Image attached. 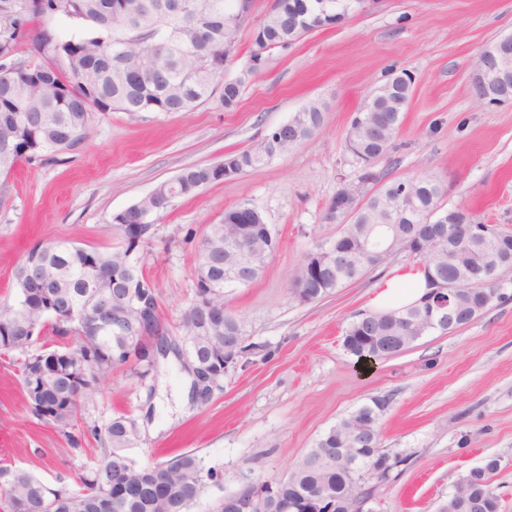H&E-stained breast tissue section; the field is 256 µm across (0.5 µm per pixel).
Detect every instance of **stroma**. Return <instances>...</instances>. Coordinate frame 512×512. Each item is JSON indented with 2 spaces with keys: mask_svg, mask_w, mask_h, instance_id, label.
<instances>
[{
  "mask_svg": "<svg viewBox=\"0 0 512 512\" xmlns=\"http://www.w3.org/2000/svg\"><path fill=\"white\" fill-rule=\"evenodd\" d=\"M274 0H250L239 13L236 78L248 60L257 22ZM512 33V0H366L360 12L274 50L246 81L239 102L212 97L189 112H98L77 147L22 161L0 175V298L35 244L70 240L91 249L119 247L116 214L188 166L213 164L258 144L310 101L328 107L309 139L263 167L176 199L140 248L161 292V312L176 328L195 298L197 248L207 225L244 204L259 211L277 246L257 279L224 291V305L252 344L246 366L229 371L212 402L181 397L186 377L161 365L152 387L116 370L101 383L81 421L104 424L125 412L138 426L131 451L141 464L194 452L221 470L192 512L250 486L276 485L317 439L358 407L385 400L382 448L402 457L396 478H366L363 512H439L456 482L491 457L489 488L499 512H512V269L501 271L493 302L455 331L431 332L401 353L357 361L343 334L374 312L386 277L414 268L409 253L390 257L324 299L290 298L289 276L305 254L340 230L330 204L358 185L362 166L346 147L349 123L396 71L415 78L400 132L378 170L428 174L447 187L444 205L512 233V105L488 106L469 79L484 46ZM26 408L17 366L0 360V467L54 484L94 466Z\"/></svg>",
  "mask_w": 512,
  "mask_h": 512,
  "instance_id": "1",
  "label": "stroma"
}]
</instances>
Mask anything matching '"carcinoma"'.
Listing matches in <instances>:
<instances>
[{"label":"carcinoma","mask_w":512,"mask_h":512,"mask_svg":"<svg viewBox=\"0 0 512 512\" xmlns=\"http://www.w3.org/2000/svg\"><path fill=\"white\" fill-rule=\"evenodd\" d=\"M216 16L203 11L172 13L160 7V0H0V175L11 173L15 164L55 151V142L70 132L84 141L96 112H188L209 100L224 76V11L231 0H213ZM345 16L358 10V0H277L263 28L256 31L249 60L259 57L257 49H286L305 34L333 24L325 9ZM62 17L80 23L83 31L70 40L59 41L48 30L29 38L30 22L37 18ZM194 26L211 27V44L194 46L189 33ZM45 59L32 65L18 57L22 46ZM243 84L224 82L221 95L224 109L234 108ZM355 117L372 128L365 136L347 141L352 155L364 164L360 181L370 185L361 201L349 206L356 217L329 208L330 218L341 225L335 243L351 240L359 244L370 228L382 223L390 205V194L400 187V179H389L374 171L375 163L389 152L404 113L358 112ZM300 141H284L275 148L268 138L240 152L247 169L263 166L275 156L288 153ZM219 182L206 165L189 166L175 178L161 183L157 195L139 201L140 209L160 217L170 206L166 197H195ZM416 203L405 215L392 212L393 222L420 224L427 230L441 222L448 209L441 202L445 193L441 181L431 175L414 179ZM224 242V225L210 224L198 247V256L211 245ZM463 255L448 263V246L411 251L419 269L430 273L459 276L456 304L468 319H475L492 302L499 289L497 272L475 273V258L468 244L459 242ZM118 250L99 251L71 241L35 245L16 270L13 300L0 303V354L17 352L23 356L21 378L28 409L36 418L55 427L72 444L89 436L97 444L99 458L86 475L73 484L52 487L24 470H1L0 512H191L192 506L212 486L222 483L221 471L205 467L192 452L164 461L140 465L129 456L137 444L133 419L120 414L99 426L86 427L75 435L82 406L100 394V381L112 371L131 365L132 376L140 383L154 378L156 353L187 338L194 325L195 309L186 310L178 336L152 337L153 354L139 356L133 342L130 352L113 348L123 343L117 327L94 325L90 303L92 282L101 271L112 272L121 265ZM353 271L339 270L336 278L317 289L318 299L351 281ZM195 297L213 302L211 316L221 327L215 344L224 337L239 338L244 345L242 322L224 312V271L209 277L208 285L196 284ZM66 304L60 318L41 324L25 319L24 305L48 307ZM418 309V305L392 307L365 313L345 331L343 347L359 360L364 356L385 359L422 336L397 322V317ZM42 343L32 353L29 348ZM383 407L377 402L360 406L323 434L314 448L295 464L288 478L275 485V493L256 498L258 512H282V502L303 500L317 492H327L344 500L347 508L365 497L361 482L339 454L340 448H362L364 458L376 461L390 453L380 448L378 421ZM499 460L489 459L461 480L471 501H482V512H498L497 497L489 489V477Z\"/></svg>","instance_id":"carcinoma-1"}]
</instances>
